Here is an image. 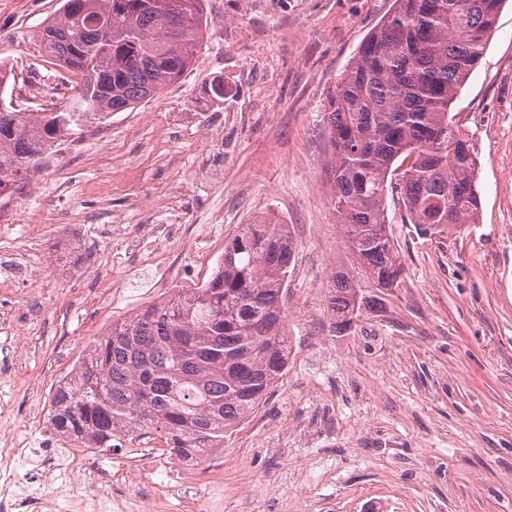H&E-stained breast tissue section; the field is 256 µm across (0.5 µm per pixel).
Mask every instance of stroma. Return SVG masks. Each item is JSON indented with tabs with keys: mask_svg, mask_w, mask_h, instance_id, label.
Masks as SVG:
<instances>
[{
	"mask_svg": "<svg viewBox=\"0 0 512 512\" xmlns=\"http://www.w3.org/2000/svg\"><path fill=\"white\" fill-rule=\"evenodd\" d=\"M393 0H204L193 66L149 103L59 140L0 198V253L25 271L0 313L27 322L24 370L71 373L112 321L190 287L239 225L266 215L296 246L288 369L224 442V512H512V0L452 113L476 156L477 223L420 235L398 195L388 228L399 288H360L356 324L330 325L344 259L325 175L324 113ZM60 0H0V65L19 112L73 102L40 32ZM223 77V97L208 86ZM154 225L160 268L127 263L107 225Z\"/></svg>",
	"mask_w": 512,
	"mask_h": 512,
	"instance_id": "35a3bbf8",
	"label": "stroma"
}]
</instances>
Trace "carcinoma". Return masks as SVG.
<instances>
[{
  "label": "carcinoma",
  "mask_w": 512,
  "mask_h": 512,
  "mask_svg": "<svg viewBox=\"0 0 512 512\" xmlns=\"http://www.w3.org/2000/svg\"><path fill=\"white\" fill-rule=\"evenodd\" d=\"M504 2L394 0L331 96L326 175L347 250L327 298L336 332L350 330L364 306L355 277L386 290L402 282L388 193L399 194L408 222L423 235L474 223L476 156L449 110ZM207 27L201 0H63L41 45L78 75V98L55 112H17L5 103L0 70V195L54 142L175 83ZM399 159L406 167L393 183ZM294 254L288 225H240L205 282L172 289L87 345L76 381L53 397L54 430L108 449L119 430L154 433L166 450L195 460L224 447L286 374L284 305Z\"/></svg>",
  "instance_id": "obj_1"
}]
</instances>
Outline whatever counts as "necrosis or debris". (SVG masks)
<instances>
[{
    "label": "necrosis or debris",
    "instance_id": "obj_1",
    "mask_svg": "<svg viewBox=\"0 0 512 512\" xmlns=\"http://www.w3.org/2000/svg\"><path fill=\"white\" fill-rule=\"evenodd\" d=\"M144 433L130 431L124 439L129 451L114 474L98 476L96 491H88L85 477L96 451L74 450L69 438L53 436L50 451L36 448L32 439L7 432L0 435V512H166L168 503L158 492L171 469L188 488L189 512H213L217 495L201 496L206 484L224 471L221 453L210 452L198 464L168 454L145 458Z\"/></svg>",
    "mask_w": 512,
    "mask_h": 512
}]
</instances>
